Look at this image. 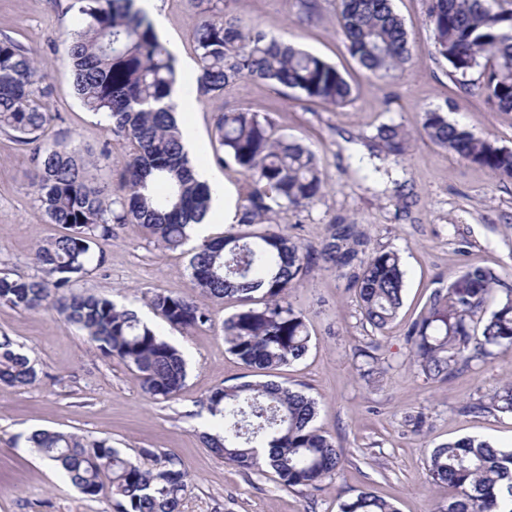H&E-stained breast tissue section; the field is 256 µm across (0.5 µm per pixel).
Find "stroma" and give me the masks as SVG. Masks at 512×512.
<instances>
[{"mask_svg":"<svg viewBox=\"0 0 512 512\" xmlns=\"http://www.w3.org/2000/svg\"><path fill=\"white\" fill-rule=\"evenodd\" d=\"M72 0H0V38L32 49L52 88L46 108L52 121L46 140L72 141L88 163L91 181L117 190L127 148L108 134L100 116L76 97L65 64L75 27ZM214 11L239 17L268 36L291 42L334 65L350 82V102L333 108L269 82L244 78L223 95L193 109L205 164L244 194L247 178L215 138L220 112L245 109L268 115L278 132L316 156L325 193L306 210H277L276 224L306 247H319L336 218L363 224L370 249L399 251L404 270L403 304L395 321L378 332L367 324L342 273L313 268L289 292L303 310L311 347L278 374L280 382L317 398L316 428L344 450V463L319 489L282 488L272 472L244 470L205 448L201 435L214 422L202 403L220 386L255 375L226 352L223 325L237 304L215 301L193 287L188 255L149 239L135 224H116L103 242V264L77 284L80 292L107 297L135 310L180 347L187 378L178 396L152 400L137 374L103 356L55 310L24 311L0 305V334L8 335L33 361L37 380L26 387L0 384V512H113L108 498L89 499L43 461L28 437L38 429L106 439L127 454L140 448L174 452L191 484L180 512H340L361 490L393 503L398 512H435L454 494L428 476L432 448L466 437L512 448V413L477 411L473 404L512 380V349L495 351L484 365L448 380H428L410 365L405 333L435 289L464 270L482 266L512 285V181L449 153L422 134L425 112L445 113L474 135L512 149V112L484 96L468 94L436 57L426 0H393L408 32L412 57L402 72L379 79L351 57L337 25L339 0H318L306 17L298 0H211ZM163 18L157 29L178 67L195 63L193 35L203 13L195 0H155ZM383 125L412 135L407 155L388 158L391 176L364 178L371 146ZM29 146L0 132V276L38 275L37 246L58 236L35 200ZM190 297L208 310L205 325L179 330L155 316L153 293ZM377 345L383 373L369 383L357 371L356 348ZM423 415L420 431L408 417Z\"/></svg>","mask_w":512,"mask_h":512,"instance_id":"obj_1","label":"stroma"}]
</instances>
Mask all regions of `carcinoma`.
Returning <instances> with one entry per match:
<instances>
[{"label": "carcinoma", "instance_id": "cac0c4a2", "mask_svg": "<svg viewBox=\"0 0 512 512\" xmlns=\"http://www.w3.org/2000/svg\"><path fill=\"white\" fill-rule=\"evenodd\" d=\"M137 0H75L76 29L67 45V65L84 107L105 120V130L125 141L128 152L119 194L89 182L87 163L71 142L43 139L51 116L49 91L32 53L0 39V131L33 144L32 186L39 208L66 232L38 246L34 260L42 276H0V304L33 311L53 308L107 357L135 370L144 392L168 400L184 386L182 351L142 322L132 310L106 297L74 290L90 273L91 245L112 238V225L138 224L156 242L180 249L190 228L207 213L210 189L193 177L171 94L175 59ZM427 19L435 53L448 61V75L478 92L502 112H512V0H428ZM338 24L347 49L370 74L394 75L411 56L403 22L392 0H341ZM198 97L219 96L251 77L299 92L331 107L351 100L345 77L320 57L279 42L257 26L212 13L194 34ZM477 74L472 79L470 75ZM422 130L433 144L500 180L512 181V150L479 138L441 112L424 114ZM215 135L224 155L250 179L238 229L205 238L187 250L193 286L212 299L233 298L238 309L224 320L225 350L265 375L302 359L311 337L304 312L288 292L314 266L346 271L364 320L384 331L402 305L404 272L392 249L368 251L362 225L345 220L328 225L317 249H308L280 227L275 208L306 209L324 194L314 154L275 135L268 117L229 110ZM377 138L384 155L407 153L410 134L383 125ZM153 312L173 328H195L209 320L205 309L184 296L156 292ZM410 362L431 380L446 379L485 361L496 349L512 348V288L491 269L469 268L436 289L410 324ZM372 346L359 348V371L370 381L380 373ZM37 372L9 337L0 336V383L23 387ZM217 432L202 435L206 447L246 470L271 469L287 489H315L336 475L343 449L319 433L317 402L276 381H246L216 388L203 403ZM512 413V383L470 406ZM28 442L41 457L60 466L85 497L106 494L116 512H180L190 481L172 452L141 448L129 456L109 441L74 433L36 430ZM428 473L458 495L438 512H512V448L467 437L440 445L428 459ZM342 512H398L389 501L361 490Z\"/></svg>", "mask_w": 512, "mask_h": 512}]
</instances>
